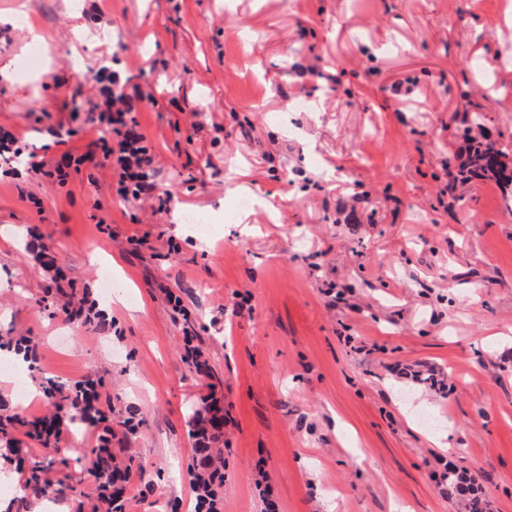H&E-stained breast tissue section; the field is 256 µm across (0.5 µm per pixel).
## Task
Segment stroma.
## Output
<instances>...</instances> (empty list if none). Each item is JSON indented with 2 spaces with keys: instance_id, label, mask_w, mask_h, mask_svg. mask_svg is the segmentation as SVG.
<instances>
[{
  "instance_id": "obj_1",
  "label": "stroma",
  "mask_w": 512,
  "mask_h": 512,
  "mask_svg": "<svg viewBox=\"0 0 512 512\" xmlns=\"http://www.w3.org/2000/svg\"><path fill=\"white\" fill-rule=\"evenodd\" d=\"M36 45L47 72L21 78ZM88 69L156 97L138 119L171 211L116 199L99 168L0 173V336L38 358L0 398L44 415L47 380H99L135 407L112 445L134 460L129 512H198L188 421L214 399L222 512H459L449 462L512 512V211L494 181L454 180L467 112L512 165V0H0V126L24 153L111 136ZM241 196L257 206L225 223ZM37 239L111 330L51 315ZM97 437L64 432L46 476L67 487L11 512L94 500ZM184 336V345L186 349V358L189 361L190 371L198 377H210L211 369L207 360L203 357L202 353L197 347H193L192 343L195 336H189L186 331Z\"/></svg>"
}]
</instances>
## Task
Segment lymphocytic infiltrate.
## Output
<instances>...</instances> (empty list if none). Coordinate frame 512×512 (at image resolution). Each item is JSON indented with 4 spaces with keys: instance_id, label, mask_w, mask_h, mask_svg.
<instances>
[{
    "instance_id": "lymphocytic-infiltrate-1",
    "label": "lymphocytic infiltrate",
    "mask_w": 512,
    "mask_h": 512,
    "mask_svg": "<svg viewBox=\"0 0 512 512\" xmlns=\"http://www.w3.org/2000/svg\"><path fill=\"white\" fill-rule=\"evenodd\" d=\"M153 94L143 92L140 86L120 80L101 87L95 104L99 121L112 127L111 143L102 144L100 152L78 151L67 148L60 162L47 167L45 162L31 163V171L46 178L65 179L66 171L85 164L110 168L116 177L115 193L125 202H152L154 212H164L169 197L158 193L157 186L147 180L146 174L157 164L150 141L140 129L138 112L154 103Z\"/></svg>"
}]
</instances>
